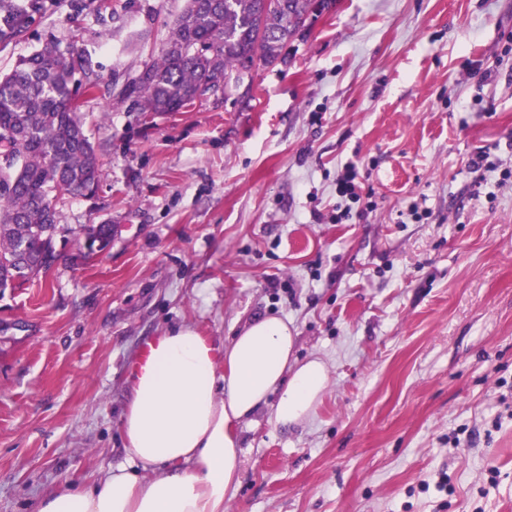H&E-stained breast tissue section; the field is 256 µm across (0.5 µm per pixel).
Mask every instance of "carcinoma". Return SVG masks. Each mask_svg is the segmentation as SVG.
Listing matches in <instances>:
<instances>
[{
    "label": "carcinoma",
    "mask_w": 512,
    "mask_h": 512,
    "mask_svg": "<svg viewBox=\"0 0 512 512\" xmlns=\"http://www.w3.org/2000/svg\"><path fill=\"white\" fill-rule=\"evenodd\" d=\"M310 0H186L158 57L115 93L143 112H178L201 87L228 88L241 69L283 60L304 39ZM91 60L50 40L0 74V293L48 275L60 258L57 203L91 197L98 185L97 149L80 115L93 95ZM90 240L83 257L104 251L112 225L72 230Z\"/></svg>",
    "instance_id": "cac0c4a2"
}]
</instances>
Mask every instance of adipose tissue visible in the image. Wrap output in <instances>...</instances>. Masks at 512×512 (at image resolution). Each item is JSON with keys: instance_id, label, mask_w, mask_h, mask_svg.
Here are the masks:
<instances>
[{"instance_id": "adipose-tissue-1", "label": "adipose tissue", "mask_w": 512, "mask_h": 512, "mask_svg": "<svg viewBox=\"0 0 512 512\" xmlns=\"http://www.w3.org/2000/svg\"><path fill=\"white\" fill-rule=\"evenodd\" d=\"M287 320L249 321L223 352L191 327L160 336L131 378L121 432L126 466L42 496L36 512H224L240 482L237 426L272 406L307 420L328 387L325 363L295 358Z\"/></svg>"}]
</instances>
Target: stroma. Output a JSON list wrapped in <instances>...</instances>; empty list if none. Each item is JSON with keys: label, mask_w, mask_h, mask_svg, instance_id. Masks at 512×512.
<instances>
[{"label": "stroma", "mask_w": 512, "mask_h": 512, "mask_svg": "<svg viewBox=\"0 0 512 512\" xmlns=\"http://www.w3.org/2000/svg\"><path fill=\"white\" fill-rule=\"evenodd\" d=\"M0 73L48 39L88 53L94 197L47 279L0 295V512L123 465L130 377L192 326L223 350L287 319L329 387L305 422H243L225 512H512V0H341L252 89L154 114L111 88L185 0H11ZM373 209L340 196L348 164ZM350 209L345 223L337 212ZM71 232L79 238L83 236V239H89L90 244L83 249L84 258H92L97 252L104 251L112 240V227L109 224H89L82 225L78 230L71 229ZM81 243V242H80Z\"/></svg>", "instance_id": "stroma-1"}]
</instances>
